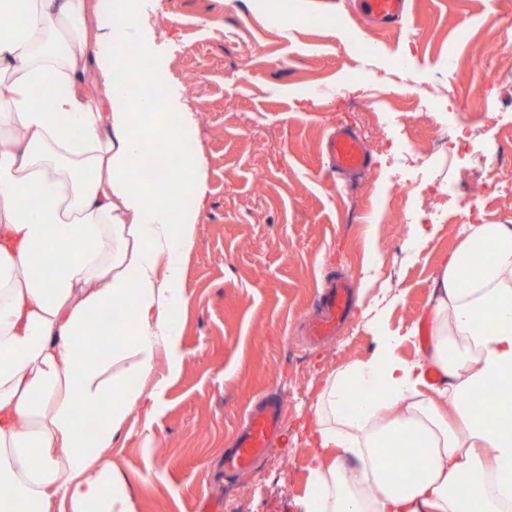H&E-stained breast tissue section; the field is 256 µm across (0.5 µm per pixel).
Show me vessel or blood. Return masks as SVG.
Listing matches in <instances>:
<instances>
[{"instance_id":"b4317fda","label":"vessel or blood","mask_w":512,"mask_h":512,"mask_svg":"<svg viewBox=\"0 0 512 512\" xmlns=\"http://www.w3.org/2000/svg\"><path fill=\"white\" fill-rule=\"evenodd\" d=\"M408 0H360V8L369 19L390 26L407 12ZM325 154L336 171L357 173L370 164V155L363 141L339 130L325 143ZM352 298L347 282H333L319 300L320 310L308 324V334L314 339L333 335L349 314ZM281 406L273 399L265 400L249 416V424L233 448L224 457V469L234 475L251 472L279 430Z\"/></svg>"}]
</instances>
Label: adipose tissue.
<instances>
[{"instance_id":"adipose-tissue-1","label":"adipose tissue","mask_w":512,"mask_h":512,"mask_svg":"<svg viewBox=\"0 0 512 512\" xmlns=\"http://www.w3.org/2000/svg\"><path fill=\"white\" fill-rule=\"evenodd\" d=\"M156 3L0 0V495L21 512H139L105 452L165 389L129 380L184 359L171 312L207 162L181 86L153 92ZM154 148L168 166L145 181ZM462 247L486 263L446 257L419 323L368 321L370 356L325 379L300 512H512V226L466 225Z\"/></svg>"}]
</instances>
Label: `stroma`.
Wrapping results in <instances>:
<instances>
[{
    "instance_id": "stroma-1",
    "label": "stroma",
    "mask_w": 512,
    "mask_h": 512,
    "mask_svg": "<svg viewBox=\"0 0 512 512\" xmlns=\"http://www.w3.org/2000/svg\"><path fill=\"white\" fill-rule=\"evenodd\" d=\"M512 0H410L391 27L354 0H160L161 42L173 53L164 82H179L196 119L191 150L207 160L208 195L183 260L187 296L172 316L185 353L177 373L159 360L133 388H166L150 415L152 437L121 434L107 454L134 483L140 512H298L314 450L310 406L340 365L373 346L363 307L378 298L390 328L416 322L441 261L467 224L512 225V194L481 193L484 179L512 182ZM371 46L363 54L362 46ZM406 62L411 77L396 67ZM445 110L425 115L415 88ZM454 125L460 149L451 180L434 152ZM339 126L372 155L356 176L324 153ZM429 153L409 214L388 176L392 140ZM502 160L470 165L471 147ZM426 233L421 249L410 242ZM365 288L333 336L306 334L332 277ZM282 405L276 439L252 473L225 476L224 452L257 400Z\"/></svg>"
}]
</instances>
